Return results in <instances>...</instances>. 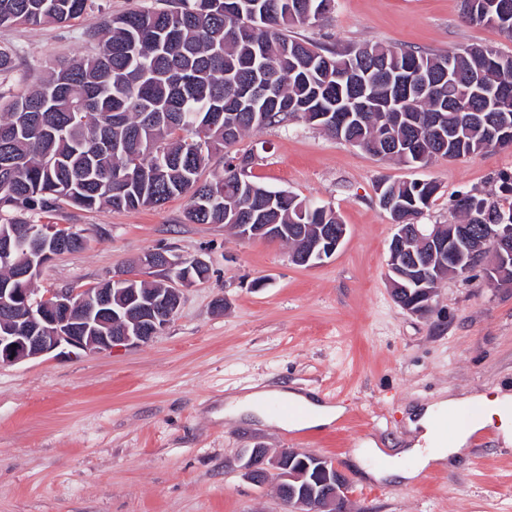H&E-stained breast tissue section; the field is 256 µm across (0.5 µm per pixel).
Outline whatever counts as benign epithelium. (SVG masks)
<instances>
[{
    "label": "benign epithelium",
    "instance_id": "benign-epithelium-1",
    "mask_svg": "<svg viewBox=\"0 0 512 512\" xmlns=\"http://www.w3.org/2000/svg\"><path fill=\"white\" fill-rule=\"evenodd\" d=\"M484 134L499 147H512V133L497 122L487 121ZM247 229L242 239L280 241L282 229L276 224L240 225ZM388 259L391 292L416 297L434 295L432 267L451 253L457 267L456 275L464 276L475 268L476 251L471 235L463 230L457 237H444V224L430 228L422 224H397ZM347 233L344 224H331L323 239L304 244L291 254V261L318 266L316 260L334 256ZM415 238L427 246L416 255L407 252L405 244ZM480 242L501 258H512V224H485ZM156 260L140 258L139 267L163 277L168 293L163 297L140 296L135 283L140 277L130 271H114L108 281L110 288H62L42 292L30 288H0V311L15 316V323L0 326V365L16 364L68 348L108 351L118 345H143L152 341L174 318L183 291L198 285L186 266L204 263L201 258L190 261L177 257L166 248L151 250ZM316 472L323 476L316 497L319 512H347L351 487L345 474L330 459L310 455ZM241 471L251 484L263 481L281 487L284 481H302L309 470L285 473L283 452L258 453L247 448L240 457Z\"/></svg>",
    "mask_w": 512,
    "mask_h": 512
}]
</instances>
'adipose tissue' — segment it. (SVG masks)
<instances>
[{
    "instance_id": "obj_1",
    "label": "adipose tissue",
    "mask_w": 512,
    "mask_h": 512,
    "mask_svg": "<svg viewBox=\"0 0 512 512\" xmlns=\"http://www.w3.org/2000/svg\"><path fill=\"white\" fill-rule=\"evenodd\" d=\"M280 401L297 407L299 415L289 417V429L323 427L337 420L342 407L327 404L313 394L288 389L257 388L242 396L229 398L224 404V415L230 419L247 416L264 418L268 402ZM468 405L473 412L459 427L453 440L444 441L438 434V420L454 408ZM499 425L503 438H512V395L483 394L465 399L440 397L415 409L409 429L415 442L403 454L390 458L386 475L412 481L427 468L443 466L458 460L467 450L471 435L486 426Z\"/></svg>"
}]
</instances>
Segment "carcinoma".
<instances>
[{"instance_id":"carcinoma-1","label":"carcinoma","mask_w":512,"mask_h":512,"mask_svg":"<svg viewBox=\"0 0 512 512\" xmlns=\"http://www.w3.org/2000/svg\"><path fill=\"white\" fill-rule=\"evenodd\" d=\"M472 0L466 20L512 38V7ZM91 0H0V27L65 23ZM324 0H163L158 6L112 18L96 51L53 68L39 87L0 105V240L11 242L0 260V286L31 288L15 278L38 259L45 241L26 230L63 206L135 210L191 193L189 224H280L283 243L339 224L336 211L255 181L252 152L224 158L209 181L201 171L226 147L224 128L244 134L301 119L381 158L412 164L384 141L431 140L429 120L459 130L450 149L468 156L493 147L477 125L458 127L471 109L506 114L468 92L448 74L464 75L475 59L489 65L485 86L512 91V54L464 46L436 54L381 43L329 50L289 35ZM368 108L340 135L318 119ZM129 174L113 182L114 171ZM500 195L464 194L454 202L463 224L512 223V176ZM394 206L413 223L432 203L431 182H387Z\"/></svg>"}]
</instances>
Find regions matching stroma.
I'll use <instances>...</instances> for the list:
<instances>
[{"label": "stroma", "instance_id": "stroma-1", "mask_svg": "<svg viewBox=\"0 0 512 512\" xmlns=\"http://www.w3.org/2000/svg\"><path fill=\"white\" fill-rule=\"evenodd\" d=\"M154 3L93 0L65 26L0 27V47L15 55L0 91L90 53L92 33L110 17ZM292 34L330 49L379 42L444 53L477 44L512 53L497 29L465 21L461 0H335L316 26ZM232 149L256 150L254 180L331 206L347 226L342 246L321 266H298L282 244L187 223L185 196L47 216L84 246L49 261L37 288L94 286L160 245L203 257L211 274L184 291L176 317L147 344L0 366V512H283L273 487L242 476L239 453L257 446L333 460L351 485L347 512H512V443L496 432L411 483L368 474L406 447V418L423 403L512 391V288L488 287L478 268L445 279L426 316L401 309L387 271L395 228L377 186L435 183L420 221L453 224L455 194L498 196L512 148L409 167L294 120L250 132ZM222 296L228 306L219 311ZM256 384L311 390L344 412L299 430L226 420L225 398Z\"/></svg>", "mask_w": 512, "mask_h": 512}]
</instances>
